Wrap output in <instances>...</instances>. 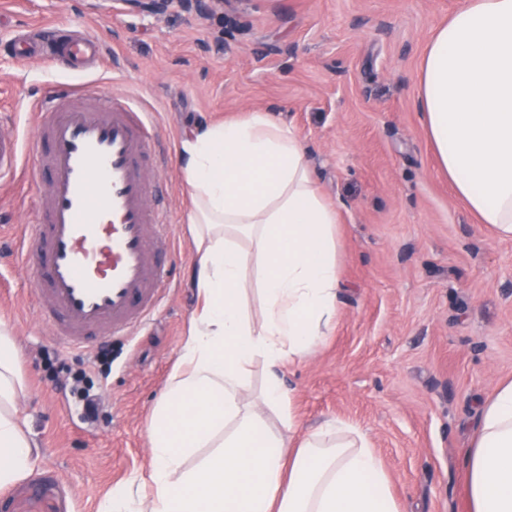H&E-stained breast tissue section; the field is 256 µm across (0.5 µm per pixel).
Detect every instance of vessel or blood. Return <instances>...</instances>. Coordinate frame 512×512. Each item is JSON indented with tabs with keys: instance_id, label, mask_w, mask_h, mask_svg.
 I'll return each mask as SVG.
<instances>
[{
	"instance_id": "vessel-or-blood-1",
	"label": "vessel or blood",
	"mask_w": 512,
	"mask_h": 512,
	"mask_svg": "<svg viewBox=\"0 0 512 512\" xmlns=\"http://www.w3.org/2000/svg\"><path fill=\"white\" fill-rule=\"evenodd\" d=\"M14 43L20 56L38 53L70 69L102 55L94 36L56 26L19 33ZM32 127L38 203L18 255L36 315L68 350L130 335L158 311L173 275L172 221L146 165L156 129L133 97L84 85L38 103ZM21 167L19 139L0 134V183Z\"/></svg>"
}]
</instances>
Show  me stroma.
<instances>
[{"label":"stroma","mask_w":512,"mask_h":512,"mask_svg":"<svg viewBox=\"0 0 512 512\" xmlns=\"http://www.w3.org/2000/svg\"><path fill=\"white\" fill-rule=\"evenodd\" d=\"M463 0H248L246 24L172 11L157 19L116 0H0V133L29 148L27 114L50 87L102 86L136 98L160 136L151 176L175 220L180 279L157 314L93 349L64 352L35 317L17 244L29 238L36 176L0 187V321L23 353L21 404L41 458L0 490V512H100L114 486L147 472L145 430L198 297L179 150L195 127L271 114L297 129L315 187L338 211L335 326L286 364L297 435L340 419L368 433L400 512H469L464 460L481 405L512 380V239L456 198L421 123L418 71L433 28ZM61 23L97 35L111 60L57 71L4 40ZM84 374L100 407L61 382Z\"/></svg>","instance_id":"1"}]
</instances>
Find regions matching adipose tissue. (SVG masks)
<instances>
[{"instance_id":"obj_1","label":"adipose tissue","mask_w":512,"mask_h":512,"mask_svg":"<svg viewBox=\"0 0 512 512\" xmlns=\"http://www.w3.org/2000/svg\"><path fill=\"white\" fill-rule=\"evenodd\" d=\"M419 83L423 124L455 196L512 238V0H463L433 30ZM180 161L200 305L146 428L150 468L138 486H116L103 512H399L366 432L336 420L298 441L285 435L294 417L281 368L335 325L340 288L338 213L314 186L300 134L256 111L192 130ZM251 266L254 317L243 308ZM258 359L266 378L254 403L246 392ZM20 364L0 324L1 489L39 459L17 407ZM464 469L471 512H512V382L483 403Z\"/></svg>"}]
</instances>
